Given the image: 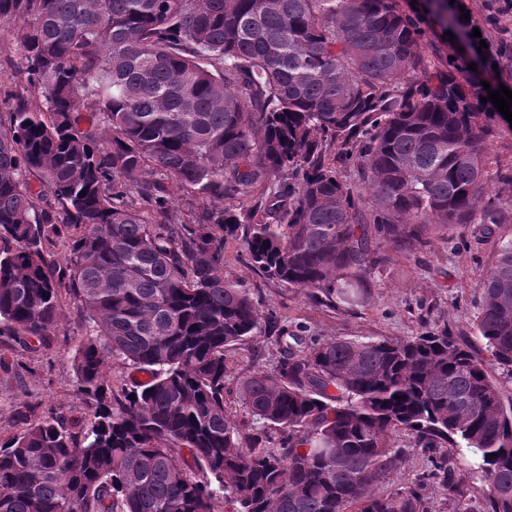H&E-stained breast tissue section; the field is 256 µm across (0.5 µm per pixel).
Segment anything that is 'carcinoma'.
I'll use <instances>...</instances> for the list:
<instances>
[{"mask_svg":"<svg viewBox=\"0 0 512 512\" xmlns=\"http://www.w3.org/2000/svg\"><path fill=\"white\" fill-rule=\"evenodd\" d=\"M5 25L26 86L0 124V336L51 345L65 298L92 333L74 356L89 419L0 444V512H431L421 484L375 491L399 430L434 453L454 512H512V238L482 281L486 358L445 330L308 339L224 276L239 240L264 277L354 306L382 246L494 222V115L417 17L396 0H0ZM331 158L357 162L373 209ZM171 182L204 203L189 223ZM258 333L280 359L240 381V424L224 349ZM110 359L150 383L112 389ZM463 450L490 485L475 505Z\"/></svg>","mask_w":512,"mask_h":512,"instance_id":"carcinoma-1","label":"carcinoma"}]
</instances>
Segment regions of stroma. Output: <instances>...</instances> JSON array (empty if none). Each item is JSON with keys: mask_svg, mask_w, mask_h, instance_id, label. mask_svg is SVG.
Instances as JSON below:
<instances>
[{"mask_svg": "<svg viewBox=\"0 0 512 512\" xmlns=\"http://www.w3.org/2000/svg\"><path fill=\"white\" fill-rule=\"evenodd\" d=\"M401 10L421 18L435 62L472 58L471 47L449 39L447 24L434 14L430 0H397ZM496 133L486 143L487 197L495 214L493 228L482 222L453 225L447 236L431 235L428 246L388 250L387 259L369 275L365 301L350 307L319 302L309 290L266 279L246 265L239 242L224 246V274L236 280L260 311H275L290 331L320 340L371 337L397 340L425 331L445 330L463 345L483 351L475 316L481 282L497 259L502 240L512 238V123L496 118ZM84 323L76 308L63 304L56 336L49 347L23 350L0 336V443L20 431L15 410L31 406L34 418L56 412L67 420L86 417V399L78 389L73 357L85 339ZM278 347L263 335L224 352L228 376L224 404L235 421L248 415L238 396L240 380L257 370L273 369ZM402 453L398 466L383 475L379 490L391 492L418 483L428 469L426 454L412 447L407 433L394 437Z\"/></svg>", "mask_w": 512, "mask_h": 512, "instance_id": "obj_1", "label": "stroma"}]
</instances>
